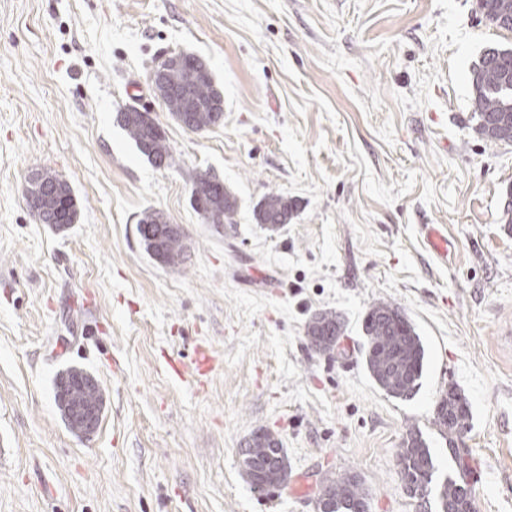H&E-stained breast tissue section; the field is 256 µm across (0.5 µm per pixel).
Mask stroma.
Here are the masks:
<instances>
[{"mask_svg":"<svg viewBox=\"0 0 512 512\" xmlns=\"http://www.w3.org/2000/svg\"><path fill=\"white\" fill-rule=\"evenodd\" d=\"M493 45L512 33L476 0H0V512H314L320 480L347 472L369 512H437L407 495L397 452L418 431L452 468L434 423L451 387L470 409L456 444L477 512H512V143L475 134L469 82ZM172 51L206 63L223 124L185 130L154 94ZM129 104L176 167L127 137ZM45 170L77 199L68 229L26 203ZM205 173L237 200L220 230L191 205ZM271 192L296 205L275 232L253 218ZM147 208L182 226L181 263L145 250ZM376 302L425 346L406 400L366 369ZM321 310L346 325L330 355L306 344ZM70 367L104 392L87 438L54 400ZM258 429L290 468L262 494L239 453ZM424 238L427 245L441 259L448 257V236L441 230L437 224L423 225Z\"/></svg>","mask_w":512,"mask_h":512,"instance_id":"35a3bbf8","label":"stroma"}]
</instances>
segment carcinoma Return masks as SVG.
I'll return each mask as SVG.
<instances>
[{"mask_svg":"<svg viewBox=\"0 0 512 512\" xmlns=\"http://www.w3.org/2000/svg\"><path fill=\"white\" fill-rule=\"evenodd\" d=\"M478 9L485 20L498 27L496 18L512 3L505 0H477ZM186 62L179 78L191 85L194 108H186L183 97L177 93L161 97L167 112L181 127L192 132L201 131L217 124L218 115L224 111V95L213 77L191 80L192 71L199 58L183 54ZM473 94L474 111L478 116L477 133L496 144L512 142V48L491 46L485 48L469 73ZM117 122L135 144L138 151L154 165L172 168L177 164L175 154L167 142L166 135L157 132L154 125H148L138 116L129 112H118ZM193 206L214 203L212 211L203 212L206 223L212 224L221 217L232 223L236 200L224 188L219 179L208 180L201 175L196 180L193 192ZM292 201L279 193L266 195L254 210L256 223L274 231L288 223L293 215ZM77 205L70 185L66 182L54 190L53 205L44 209L40 223L51 224L57 229L75 223ZM167 216L155 209L145 210L137 222V231L146 247L151 250L150 236L158 225L167 224ZM184 254L183 238H168L160 261L176 264ZM363 329L367 337L366 367L374 382L386 394L394 398L407 399L413 396L423 377L426 351L414 326L399 308L380 302L367 311ZM345 333L344 323L331 310L314 314L308 321L305 336L311 350L319 354H331L336 340ZM68 394L70 401L85 405L102 404L100 386L91 383V376L81 369H70L61 373L55 381V402L67 426L74 432H81L82 426L74 419L68 403L62 394ZM470 410L464 397L450 388L441 395L436 404L435 423L441 433L448 436L450 451L454 456L456 473L440 483H434L436 465L434 457L422 436L417 432L407 434L398 452L399 472L406 492L413 488L436 492L439 512H477L475 497L467 477L470 473V453L465 448L454 447V436L462 434L469 427ZM280 444L269 432L260 434L258 441L246 445L240 455L244 465L263 456L271 446ZM325 512H368L369 505L357 475L344 473L329 478L324 483V494L319 498Z\"/></svg>","mask_w":512,"mask_h":512,"instance_id":"obj_1","label":"carcinoma"}]
</instances>
